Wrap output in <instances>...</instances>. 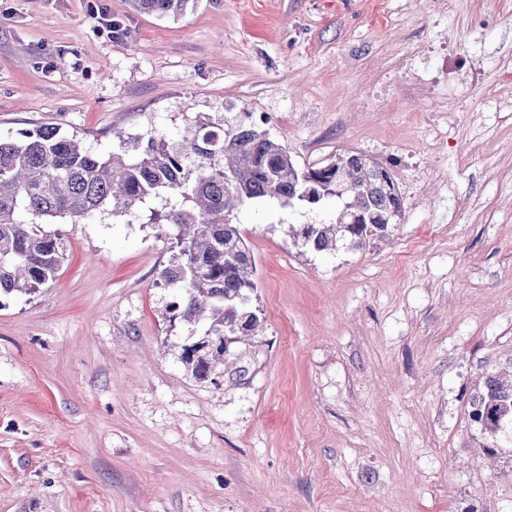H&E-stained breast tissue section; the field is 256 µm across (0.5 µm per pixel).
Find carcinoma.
Here are the masks:
<instances>
[{
  "instance_id": "obj_1",
  "label": "carcinoma",
  "mask_w": 512,
  "mask_h": 512,
  "mask_svg": "<svg viewBox=\"0 0 512 512\" xmlns=\"http://www.w3.org/2000/svg\"><path fill=\"white\" fill-rule=\"evenodd\" d=\"M132 2L140 11L177 17L196 0ZM379 169L349 151L327 167L302 171L259 126L209 116L176 144L149 136L132 158L97 154L55 127L0 138V296L31 294L58 276L63 232L46 229L48 220L78 224L105 212L121 215L168 190L181 201L152 212L150 223L173 230L174 255L159 272V281L176 290L167 305L170 321L192 326L190 340L223 336L232 343L260 326L250 304L255 263L233 211L257 198L312 205L334 197L340 202L335 221L302 224L296 237L315 252L334 250L340 241L359 249L389 237L403 211L401 195L381 181ZM181 359L202 382L224 366V354L192 356L185 345ZM468 415L492 437L512 424V378L488 373Z\"/></svg>"
}]
</instances>
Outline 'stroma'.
<instances>
[{
  "mask_svg": "<svg viewBox=\"0 0 512 512\" xmlns=\"http://www.w3.org/2000/svg\"><path fill=\"white\" fill-rule=\"evenodd\" d=\"M255 124L300 169L353 150L403 198L389 238L316 253L335 200L238 210L263 331L246 380L198 382L155 287L172 251L125 216L0 298V512H512V428L468 417L512 370V0H0V136L94 151ZM132 2L140 11L177 17L193 7L196 0H132Z\"/></svg>",
  "mask_w": 512,
  "mask_h": 512,
  "instance_id": "1",
  "label": "stroma"
}]
</instances>
